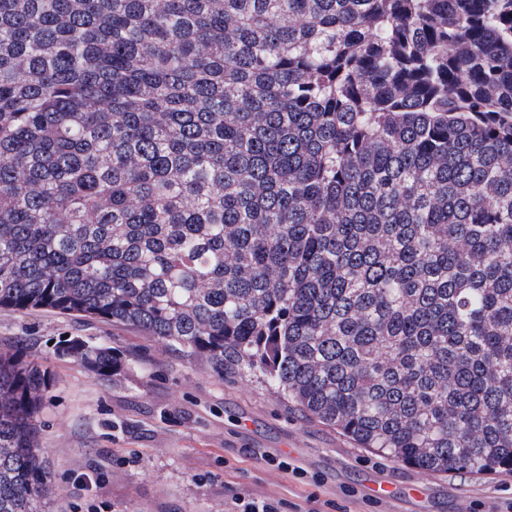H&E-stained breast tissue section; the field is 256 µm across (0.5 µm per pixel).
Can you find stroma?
Returning a JSON list of instances; mask_svg holds the SVG:
<instances>
[{
  "label": "stroma",
  "mask_w": 512,
  "mask_h": 512,
  "mask_svg": "<svg viewBox=\"0 0 512 512\" xmlns=\"http://www.w3.org/2000/svg\"><path fill=\"white\" fill-rule=\"evenodd\" d=\"M125 357L106 380L59 359L65 337ZM23 344L53 386L40 444L48 512H240L273 498L312 512H512V474L432 475L357 447L256 377L175 355L122 325L0 308V347ZM285 457L301 472L280 471Z\"/></svg>",
  "instance_id": "stroma-1"
}]
</instances>
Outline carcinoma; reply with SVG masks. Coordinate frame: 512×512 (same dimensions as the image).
<instances>
[{"mask_svg":"<svg viewBox=\"0 0 512 512\" xmlns=\"http://www.w3.org/2000/svg\"><path fill=\"white\" fill-rule=\"evenodd\" d=\"M0 307L512 474V0H0ZM51 383L0 349V512H45Z\"/></svg>","mask_w":512,"mask_h":512,"instance_id":"carcinoma-1","label":"carcinoma"}]
</instances>
